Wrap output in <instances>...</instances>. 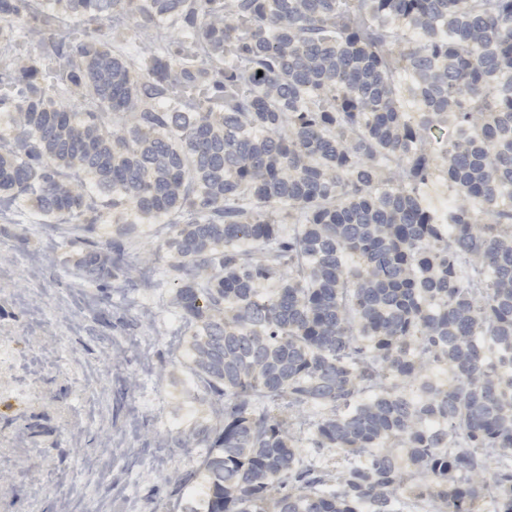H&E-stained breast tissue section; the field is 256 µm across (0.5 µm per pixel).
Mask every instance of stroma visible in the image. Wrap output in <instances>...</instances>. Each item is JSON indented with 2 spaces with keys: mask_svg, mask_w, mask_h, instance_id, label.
<instances>
[{
  "mask_svg": "<svg viewBox=\"0 0 512 512\" xmlns=\"http://www.w3.org/2000/svg\"><path fill=\"white\" fill-rule=\"evenodd\" d=\"M127 238L131 278L91 283L67 224L0 207V512H175L197 465L165 232Z\"/></svg>",
  "mask_w": 512,
  "mask_h": 512,
  "instance_id": "35a3bbf8",
  "label": "stroma"
}]
</instances>
